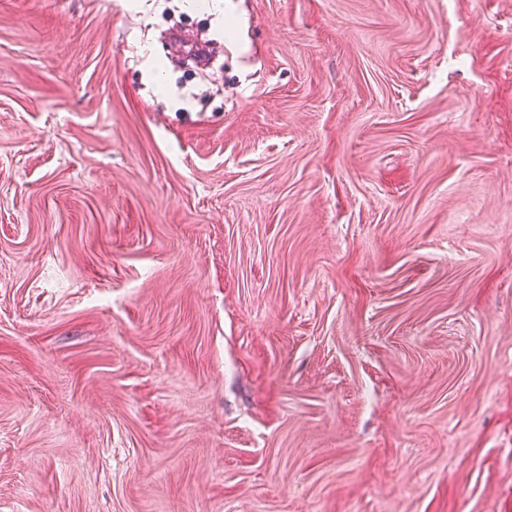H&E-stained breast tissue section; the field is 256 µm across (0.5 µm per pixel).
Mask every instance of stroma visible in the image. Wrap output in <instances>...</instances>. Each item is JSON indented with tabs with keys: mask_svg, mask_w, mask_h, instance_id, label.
Wrapping results in <instances>:
<instances>
[{
	"mask_svg": "<svg viewBox=\"0 0 512 512\" xmlns=\"http://www.w3.org/2000/svg\"><path fill=\"white\" fill-rule=\"evenodd\" d=\"M0 0V512H512V0Z\"/></svg>",
	"mask_w": 512,
	"mask_h": 512,
	"instance_id": "35a3bbf8",
	"label": "stroma"
}]
</instances>
